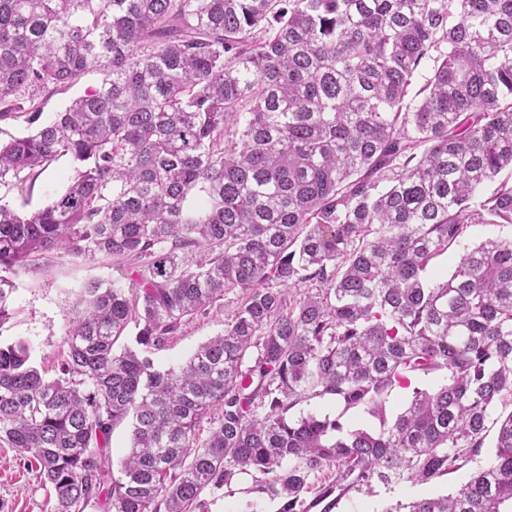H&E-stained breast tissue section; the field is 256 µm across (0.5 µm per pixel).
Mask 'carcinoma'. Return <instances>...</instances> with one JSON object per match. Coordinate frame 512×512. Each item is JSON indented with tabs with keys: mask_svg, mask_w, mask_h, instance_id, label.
Segmentation results:
<instances>
[{
	"mask_svg": "<svg viewBox=\"0 0 512 512\" xmlns=\"http://www.w3.org/2000/svg\"><path fill=\"white\" fill-rule=\"evenodd\" d=\"M90 70L41 123L38 96ZM8 119L35 130L0 145V185L65 155L74 175L30 214L0 199V326L53 251L129 280L83 285L55 377L0 346V442L35 454L50 512H199L246 477L278 512H334L458 471L492 425L453 494L383 512H512V241L428 277L470 226L512 224V0H0ZM229 293L224 332L155 369ZM316 398L340 413L288 416ZM100 75L96 71L88 72L81 81L74 87L64 93H55L44 96L41 101V119L40 122L46 123L51 121L57 112H61L68 105L69 101L94 86H97ZM129 432L126 422L118 425L112 432L111 442L108 448L111 461L114 464V472L117 471V463L126 454L129 446Z\"/></svg>",
	"mask_w": 512,
	"mask_h": 512,
	"instance_id": "obj_1",
	"label": "carcinoma"
}]
</instances>
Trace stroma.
<instances>
[{"mask_svg": "<svg viewBox=\"0 0 512 512\" xmlns=\"http://www.w3.org/2000/svg\"><path fill=\"white\" fill-rule=\"evenodd\" d=\"M72 174L69 158L53 162L36 177L30 189L0 185V200L9 202L19 212L27 214L44 207L64 191ZM489 238L512 240V224H475L461 243L437 258L435 275L450 273L460 254ZM99 278L123 282L124 273L110 259L87 262L64 252L49 254L43 270L22 273L12 295V318L0 327V344L19 340L32 348L34 364L52 371L63 333L75 313V303L82 285ZM236 301L235 294L224 298V307L209 316L187 324L165 348L153 354L156 369L165 370L184 363L199 345L224 329V308ZM460 470L439 482L420 485L404 483L390 490L378 489L372 495H357L343 503L340 512H384L396 500L452 493L467 477ZM49 492L42 485L35 467L33 453H22L0 445V512H47ZM204 512H244L253 506L254 512H277V505L267 499L250 502L242 484L221 489L208 488L201 495Z\"/></svg>", "mask_w": 512, "mask_h": 512, "instance_id": "obj_1", "label": "stroma"}]
</instances>
